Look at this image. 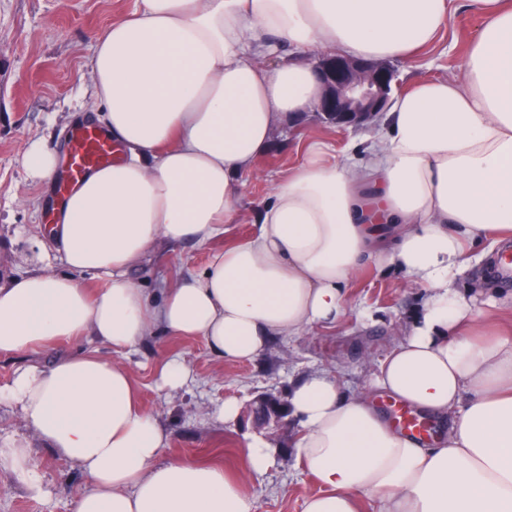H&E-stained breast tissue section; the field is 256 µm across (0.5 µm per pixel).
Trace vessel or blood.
Segmentation results:
<instances>
[{
    "instance_id": "vessel-or-blood-1",
    "label": "vessel or blood",
    "mask_w": 512,
    "mask_h": 512,
    "mask_svg": "<svg viewBox=\"0 0 512 512\" xmlns=\"http://www.w3.org/2000/svg\"><path fill=\"white\" fill-rule=\"evenodd\" d=\"M117 150L111 133L94 123L86 122L72 130L67 142L66 165L54 183L51 209H58L90 171L111 165ZM389 407L395 423L407 435L423 442L433 440L436 435L433 425L423 422L397 399H390Z\"/></svg>"
}]
</instances>
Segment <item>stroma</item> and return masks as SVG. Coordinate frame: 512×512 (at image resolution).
I'll use <instances>...</instances> for the list:
<instances>
[{"instance_id":"obj_1","label":"stroma","mask_w":512,"mask_h":512,"mask_svg":"<svg viewBox=\"0 0 512 512\" xmlns=\"http://www.w3.org/2000/svg\"><path fill=\"white\" fill-rule=\"evenodd\" d=\"M138 0H0V281L40 268V256L60 261L57 245L45 230L44 211L31 208L29 197L51 195V186L32 183L24 168V151L41 141L64 151L70 130L96 115L90 107L92 87L87 62L96 37L113 20L134 11ZM479 27L467 0H450V19L433 43L415 59L395 61L397 92L422 81L457 77V63ZM375 122L339 128L313 116L279 123L271 147L256 160L236 200L243 218L222 225L208 243H160L132 276L147 292L204 270L212 252L231 248L255 230L250 214L265 201L273 178L283 176L300 160L304 144L318 139L336 153L370 135ZM348 303L340 322L317 326L304 335L273 340L265 352L250 361L227 362L199 340L157 336L134 349L113 355L105 343L87 336L63 339L26 354H0V385L15 371L36 364L47 367L74 355L119 357L128 368L144 408L155 414L169 435L167 457L196 462H218L233 470L253 439L266 442L274 465L249 477L248 493L254 512H303L316 492L315 483L299 467L293 445L298 426L287 422L271 430L252 423L218 421L215 413L224 401L246 406L263 392L287 394L291 384L309 371L331 372L350 394L367 385L386 357L396 336L424 294L408 285L396 269L369 263L351 280ZM183 358L192 382L180 393L167 395L158 384L157 365L165 357ZM24 436L45 482L43 496L29 494L0 465V512H75V498L86 477L31 435L20 411L0 403V438Z\"/></svg>"}]
</instances>
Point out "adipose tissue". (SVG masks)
I'll return each mask as SVG.
<instances>
[{"mask_svg":"<svg viewBox=\"0 0 512 512\" xmlns=\"http://www.w3.org/2000/svg\"><path fill=\"white\" fill-rule=\"evenodd\" d=\"M481 29L461 79L393 97L365 151L321 141L273 180L255 232L206 270L147 294L130 270L162 241L211 240L236 224L235 200L276 124L310 112L323 89L315 50L408 60L448 24L447 0H141L99 37L88 73L123 160L89 173L52 235L64 271L0 283V353L94 337L123 352L153 336L203 340L227 362L278 337L333 325L364 260L427 294L372 384L447 418L434 446L399 433L336 375L288 391L299 465L319 490L303 512H512V336L458 288L470 250L512 233V0H469ZM105 283L89 295L80 276ZM28 428L89 486L75 512H253L245 477L274 463L253 441L238 470L169 458L124 364L92 354L27 365L0 386ZM31 495L43 476L26 438L0 441Z\"/></svg>","mask_w":512,"mask_h":512,"instance_id":"obj_1","label":"adipose tissue"}]
</instances>
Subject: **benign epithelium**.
Here are the masks:
<instances>
[{
	"label": "benign epithelium",
	"instance_id": "obj_1",
	"mask_svg": "<svg viewBox=\"0 0 512 512\" xmlns=\"http://www.w3.org/2000/svg\"><path fill=\"white\" fill-rule=\"evenodd\" d=\"M316 72L323 93L312 112L322 119L333 118L338 126H361L384 111L388 104L396 73L386 62H364L339 55L319 54ZM251 412L257 425H276L283 421V410L276 395L263 392L252 403Z\"/></svg>",
	"mask_w": 512,
	"mask_h": 512
}]
</instances>
